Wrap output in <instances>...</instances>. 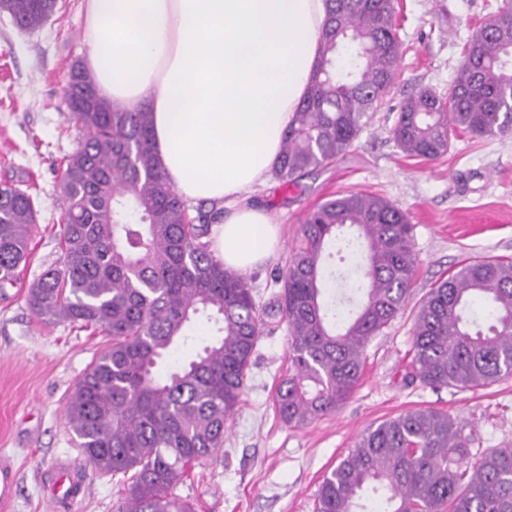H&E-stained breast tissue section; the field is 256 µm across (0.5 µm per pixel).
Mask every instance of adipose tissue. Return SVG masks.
Masks as SVG:
<instances>
[{"label": "adipose tissue", "instance_id": "adipose-tissue-1", "mask_svg": "<svg viewBox=\"0 0 512 512\" xmlns=\"http://www.w3.org/2000/svg\"><path fill=\"white\" fill-rule=\"evenodd\" d=\"M100 96L153 116L154 151L183 198L224 211L212 254L244 274L278 231L252 196L272 173L321 54L325 0H86Z\"/></svg>", "mask_w": 512, "mask_h": 512}]
</instances>
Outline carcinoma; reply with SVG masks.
Wrapping results in <instances>:
<instances>
[{
    "label": "carcinoma",
    "instance_id": "obj_1",
    "mask_svg": "<svg viewBox=\"0 0 512 512\" xmlns=\"http://www.w3.org/2000/svg\"><path fill=\"white\" fill-rule=\"evenodd\" d=\"M322 54L273 175L286 185L324 167L359 138L380 109L401 61L396 0H327ZM57 0H0L21 31L55 12ZM78 148L66 158L59 264L28 288L39 319L94 328L109 345L68 395L65 415L88 465L128 485L117 512H196L176 493L189 471L224 447L245 390L258 336L285 325L289 367L274 395L279 419L306 426L343 405L357 386L372 339L403 309L417 257L414 226L392 202L349 193L309 210L300 244L273 274L276 300L262 305L245 277L210 250L214 209L189 207L154 153L152 113L101 97L78 61L68 73ZM512 132V0L465 43L448 98L408 97L392 135L408 155L432 161L451 138ZM38 211L30 193L0 183V288L27 261ZM341 240L358 275L356 316L329 325L323 253ZM482 303L493 323L464 316ZM210 313L222 337L205 339L186 362L178 345L196 315ZM409 376L435 389L487 387L512 376V260L463 262L434 285L413 324ZM470 437L448 414L415 409L365 433L325 476L316 512H512V447L473 458Z\"/></svg>",
    "mask_w": 512,
    "mask_h": 512
}]
</instances>
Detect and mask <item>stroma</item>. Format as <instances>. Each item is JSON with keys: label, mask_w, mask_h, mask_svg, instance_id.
Wrapping results in <instances>:
<instances>
[{"label": "stroma", "mask_w": 512, "mask_h": 512, "mask_svg": "<svg viewBox=\"0 0 512 512\" xmlns=\"http://www.w3.org/2000/svg\"><path fill=\"white\" fill-rule=\"evenodd\" d=\"M503 0H399L397 34L403 55L380 112L330 166L299 187L277 179L259 187L256 204L281 229L275 260L248 274L257 302H272L269 281L298 242L303 214L327 199L370 192L404 210L414 226L417 273L397 317L366 349L362 377L332 415L286 426L273 405L288 369L285 329L263 331L239 410L224 447L179 485L197 512H315L324 476L361 436L410 410L445 413L474 452L512 444V377L473 390L435 389L408 376L412 327L421 299L463 261L512 258V133L479 138L460 134L434 161L408 156L392 129L402 102L426 89L447 97L464 43ZM85 0H58L41 27L19 30L0 13V182L18 185L37 202L30 255L13 285L0 292V460L17 477L13 501L0 512H116L122 476L86 465L64 416L68 394L109 343L100 331L53 325L29 310L30 284L61 256L58 185L64 158L78 145L65 105L71 64L85 60ZM66 464L78 493L53 500L49 481Z\"/></svg>", "instance_id": "obj_1"}]
</instances>
